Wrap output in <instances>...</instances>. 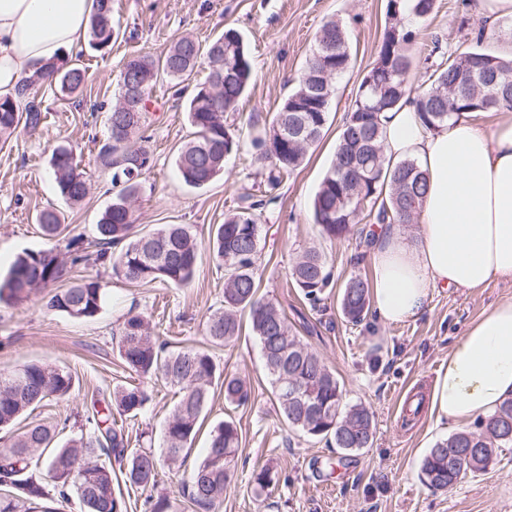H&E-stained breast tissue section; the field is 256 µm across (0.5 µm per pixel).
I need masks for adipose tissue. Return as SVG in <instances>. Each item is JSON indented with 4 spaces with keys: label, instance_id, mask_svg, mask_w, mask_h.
<instances>
[{
    "label": "adipose tissue",
    "instance_id": "adipose-tissue-1",
    "mask_svg": "<svg viewBox=\"0 0 512 512\" xmlns=\"http://www.w3.org/2000/svg\"><path fill=\"white\" fill-rule=\"evenodd\" d=\"M95 0H0V96L73 52ZM385 156L413 158L428 175L417 244L397 227L378 230L368 252L372 298L382 322L417 318L438 288L512 282V117L426 128L411 100L383 122ZM512 396V298L466 327L437 375L429 411L464 427Z\"/></svg>",
    "mask_w": 512,
    "mask_h": 512
}]
</instances>
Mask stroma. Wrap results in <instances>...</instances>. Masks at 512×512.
<instances>
[{
    "label": "stroma",
    "instance_id": "obj_1",
    "mask_svg": "<svg viewBox=\"0 0 512 512\" xmlns=\"http://www.w3.org/2000/svg\"><path fill=\"white\" fill-rule=\"evenodd\" d=\"M474 2L436 0L432 15L414 22L416 65L409 75L411 83H421L434 44L460 52L478 42L498 55L512 49V22L486 23ZM387 3L112 0V19L120 35L101 51L83 44L80 63L87 81L82 91L64 98L45 90L44 125L35 134H19L10 147L0 150L3 277L22 252L51 247L61 252L71 239L93 241L98 216L114 195L97 155L108 136L107 115L118 96V76L130 56H161L184 36L204 46L225 26L236 28L249 50L255 77L236 111L227 113L226 122L244 129L250 117L265 123L278 112L326 21L338 20L347 31L353 64L337 81L323 136L303 164L283 177L275 201L269 204L264 201L266 164L246 140L226 157L223 174L210 184L194 188L177 177L176 150L192 132L186 112L188 94L168 78L153 85L145 143L152 168L140 184L137 227L145 232L164 224L192 228L201 242V255L189 286L132 285L113 276L111 269L81 265L71 272V282L99 279L107 295L95 317L75 319L48 310L39 292L21 304L0 306V373L43 363L74 378L69 396L45 402L24 419L28 425L60 426L57 440L61 443L78 431L93 400L108 397L113 387L130 382L131 373L115 348V335L131 310L146 317L158 341L205 349L225 372L246 376L252 383L253 401L232 411L224 404L223 388H212L204 431L193 441L184 463L161 464L156 486L115 485L128 512H148V499L160 494L176 502L177 512H192L182 495V482L205 455L208 429L228 414L241 428L242 445L232 487L219 512H512V447L501 449L498 463L487 473L465 476L448 491L435 492L420 480V462L436 440L455 428L425 411L412 419L403 411L412 394H429L466 326L491 305L512 297V283L493 281L481 288L438 290L421 316L396 325L375 319L359 325L344 321L334 293L326 297L324 311H313L298 289L285 284L292 265L311 247L328 254L337 284L354 276H373L371 261L360 256L355 237L336 242L321 237L312 221L311 205L334 157L355 91L375 58ZM59 146L72 149L89 179L90 193L81 206H70L57 192L50 160ZM245 196L264 202L257 211L261 293L285 308L297 336L335 371L348 402L364 405L374 415L373 446L346 461H338L335 449L326 442L302 437L288 427L273 403L261 351L250 331L226 346L212 344L204 332L207 316L224 303V270L209 245V230L223 223ZM46 208L59 210L65 217V230L52 240L35 222L37 212ZM145 387L150 400L141 414L119 415L115 421L129 435L151 433L157 444L178 400L177 390L160 378L146 381ZM266 464L274 467L278 480L259 499L252 473Z\"/></svg>",
    "mask_w": 512,
    "mask_h": 512
}]
</instances>
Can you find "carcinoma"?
I'll list each match as a JSON object with an SVG mask.
<instances>
[{"label": "carcinoma", "instance_id": "cac0c4a2", "mask_svg": "<svg viewBox=\"0 0 512 512\" xmlns=\"http://www.w3.org/2000/svg\"><path fill=\"white\" fill-rule=\"evenodd\" d=\"M435 2L388 0L385 30L367 73L375 78V85L358 87L334 159L314 196V223L326 239H340L361 222L367 226L411 224L419 214L428 189L426 173L414 159L395 165L385 162L382 113L411 97L422 123L436 130L453 118L476 111L480 99L475 97V84L469 79L476 56L488 57L489 73L497 87L512 88V59L477 46L448 54L426 68L421 85L415 88L409 84L415 31L407 15L424 19L433 12ZM96 3L90 37L92 44L102 50L112 43L116 30L112 0ZM204 54L211 63L208 81L194 86L189 96L192 137L178 148L175 165L182 180L195 188L220 174L224 158L239 149L241 140V134L226 125L224 116L237 109L254 80L241 34L227 28L205 50L194 39L182 37L157 59L130 56L117 81L119 94L109 112L107 142L98 153L100 166L111 173L112 186L119 192L98 217L96 237L91 242L95 250L77 247L67 259L51 249L18 256L0 279V304H18L31 292L49 288L48 308L72 318L93 317L106 301L99 280L90 278L68 288L57 287L72 268L90 263L112 268L131 284L160 282L185 287L191 283L200 243L188 225L166 224L142 236L134 231L140 179L151 168L149 152L136 145L144 139L148 105L140 106L122 137L114 136L113 127L125 121V76H130L147 95L161 75L181 82L189 80ZM351 62L345 28L333 19L325 22L315 36V48L296 86L272 120L251 137V146L270 163L268 191L275 190L285 174L300 167L307 152L321 139L337 79L350 69ZM85 81V69L66 58L40 74L24 78L16 96L0 98V148L19 132H34L43 125L41 90L50 88L70 97L83 88ZM456 82L460 89L450 97L448 87ZM299 121L305 123L306 134L300 138L286 135V129ZM51 166L61 197L71 205L81 204L90 185L72 151L56 149ZM261 206L259 200L239 207L210 235L213 252L224 265V309L207 317L206 336L216 345L229 343L240 334L241 315H247L263 352L279 412L288 426L309 439L332 442L346 456L370 448L375 439L372 412L362 404L346 401L343 386L324 358L294 334L279 304L259 295L260 225L255 210ZM37 221L46 236L54 238L60 233L62 218L58 211L42 210ZM116 247L120 248L117 255L112 252ZM290 281L314 310L336 287L326 253L316 248L304 251L295 262ZM370 299L368 280L350 278L340 289L342 315L352 324L363 322L369 314ZM117 352L124 366L139 377L161 378L179 390V400L163 432L165 459L170 462L188 454L187 445L201 430L215 382H221L228 407H244L254 397L251 383L240 375L224 373L208 351L195 347L171 349L157 343L149 322L139 313L130 311L124 317ZM73 387L71 373L39 363L0 376V429L11 427L29 408L51 397L68 396ZM148 401L141 386L114 387L110 404L102 410L92 408L85 426L62 446L54 444V427H25L13 436L10 446L0 448V512H63L74 498L83 512H126L123 497L112 489V464L102 458L118 462L130 486L145 488L158 483L160 457L151 447H130L124 429L108 422L112 410L135 417ZM241 441V430L228 414L210 431L206 456L185 484L188 501L200 512H214L224 502ZM507 447H512L511 397L472 427L435 442L421 461L422 479L428 487L446 491L468 474L487 471L496 464L498 449ZM275 479L270 467L254 471L256 496H262Z\"/></svg>", "mask_w": 512, "mask_h": 512}]
</instances>
